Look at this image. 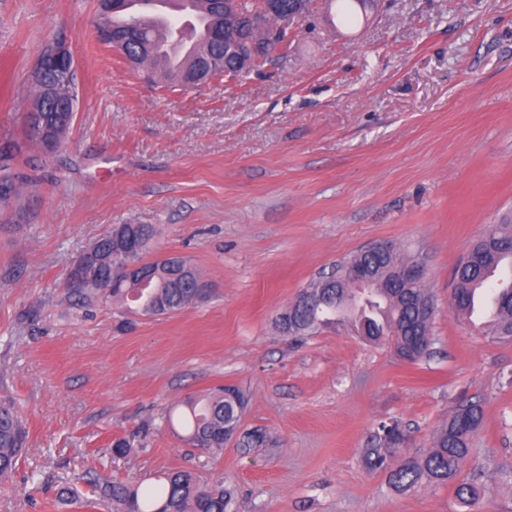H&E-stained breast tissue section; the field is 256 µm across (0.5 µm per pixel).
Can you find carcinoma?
<instances>
[{
	"label": "carcinoma",
	"instance_id": "1",
	"mask_svg": "<svg viewBox=\"0 0 512 512\" xmlns=\"http://www.w3.org/2000/svg\"><path fill=\"white\" fill-rule=\"evenodd\" d=\"M137 0H96V34L98 40L110 45L119 43L120 51L134 66L145 69L147 76L161 74L185 84L188 66L200 63L204 73L212 79L224 73L245 74L238 64V53L232 45V37L245 31L257 47L251 70L263 67L270 51L266 49L267 30L251 29L252 18L263 4L257 0H228V6L216 9L213 0H191L193 7L206 23V34L200 49L189 53L175 69L168 68L158 57L157 37L144 20L128 15L131 4ZM17 158L9 148L0 149V206H12L21 195L16 183L13 165ZM124 252L142 260L153 235V228L146 224L125 225ZM512 241V223L506 221L490 227L474 245L483 253L484 260L471 263L462 256L456 265L455 303L453 311L470 318L475 292L490 288L488 278L500 263L512 264V249L502 248L500 243ZM117 246L112 231L96 240L98 279L93 287L76 294L78 299L91 303L109 301L133 312L138 304L152 302L166 315L188 307L195 302V281L192 278L172 280L162 288H151L139 300L129 291V284L112 280V254ZM370 263L372 257L362 252L336 265L320 276L329 283L327 288L317 287L313 280L301 289L305 302H296L293 310L294 336L314 335L324 328L336 325L338 316L352 315L355 325L364 328L363 339L372 343L389 344L395 355L408 363H416L432 354L428 349L413 354L415 341L430 331L431 324L422 318L421 312L432 297L419 285L410 288H383L374 283L355 286L342 273L352 263ZM496 314L487 320L488 334L499 341L512 340V287L499 290L495 295ZM248 396L239 389L224 386L217 391L186 402L181 414L184 430L182 441L197 446L205 453L224 448L228 438L224 428L240 427ZM483 413L479 403L468 401L459 405L448 419L435 431L432 446L418 454L397 458L401 445L397 437L402 429L396 422L382 423L373 435L370 446L364 449V463L370 470L389 472L391 486L408 491L418 486H455V494L463 504H474L485 495L486 488L474 481L460 482L458 477L468 458L474 437L482 426ZM27 431L11 400H0V478H8L16 468ZM241 453L248 454L254 448L268 446L271 437L256 430L240 431L236 437ZM99 498L112 504V512H236L234 492L221 485H209L187 470L164 475L160 484L143 489L121 483H97Z\"/></svg>",
	"mask_w": 512,
	"mask_h": 512
}]
</instances>
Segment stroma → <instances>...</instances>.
Segmentation results:
<instances>
[{
    "label": "stroma",
    "mask_w": 512,
    "mask_h": 512,
    "mask_svg": "<svg viewBox=\"0 0 512 512\" xmlns=\"http://www.w3.org/2000/svg\"><path fill=\"white\" fill-rule=\"evenodd\" d=\"M312 8L262 71L185 88L100 43L93 0H0V144L18 145L25 183L0 208V398L28 431L0 512H111L92 480L182 469L234 486L238 512H512V342L449 304L461 255L512 216V0H380L350 22ZM59 36L81 101L46 156L25 92ZM115 224L152 225L144 260L184 255L210 296L155 317L70 296V261ZM376 243L426 262L430 357L401 361L348 324L275 329L311 279ZM227 384L274 447L211 455L168 425ZM468 401L484 413L460 474L487 485L476 506L364 466L379 423L420 450Z\"/></svg>",
    "instance_id": "stroma-1"
}]
</instances>
